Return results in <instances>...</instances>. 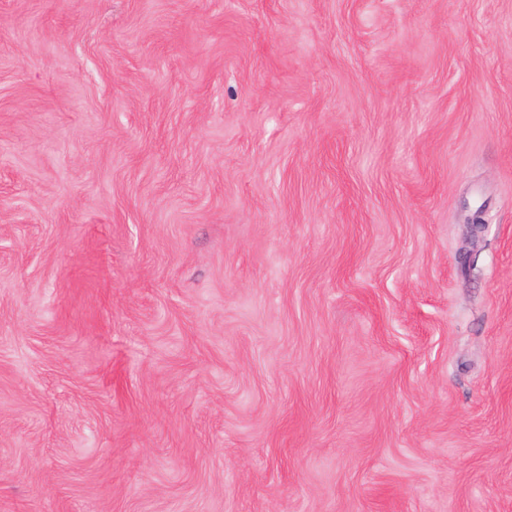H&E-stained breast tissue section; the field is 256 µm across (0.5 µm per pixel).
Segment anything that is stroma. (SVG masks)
Here are the masks:
<instances>
[{"instance_id": "stroma-1", "label": "stroma", "mask_w": 512, "mask_h": 512, "mask_svg": "<svg viewBox=\"0 0 512 512\" xmlns=\"http://www.w3.org/2000/svg\"><path fill=\"white\" fill-rule=\"evenodd\" d=\"M0 512H512V0H0Z\"/></svg>"}]
</instances>
